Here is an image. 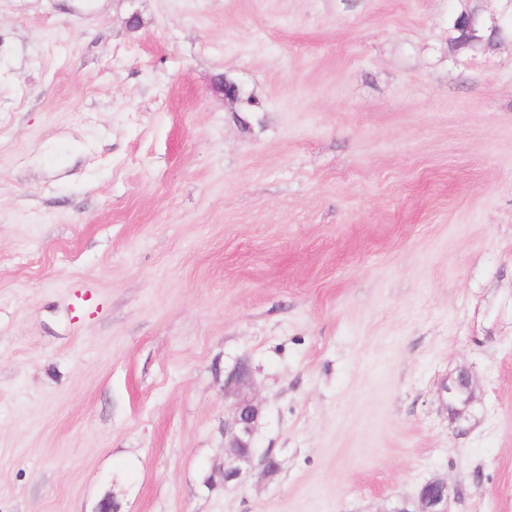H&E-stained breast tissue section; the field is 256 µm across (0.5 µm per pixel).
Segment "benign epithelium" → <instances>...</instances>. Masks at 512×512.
<instances>
[{
	"mask_svg": "<svg viewBox=\"0 0 512 512\" xmlns=\"http://www.w3.org/2000/svg\"><path fill=\"white\" fill-rule=\"evenodd\" d=\"M508 9L500 14L484 16L475 9L465 8L454 19L455 30L462 36L466 45L475 48L489 45L502 34L512 31V0H505ZM471 379L465 372L459 374L456 382L445 388L453 399H459L468 393ZM260 415L259 406L254 399L241 392L234 404L224 434L228 435V445L224 456L222 476L224 481L238 479L243 469L253 465V437ZM446 484L442 481H430L423 486L419 494L421 507L404 512H446Z\"/></svg>",
	"mask_w": 512,
	"mask_h": 512,
	"instance_id": "benign-epithelium-1",
	"label": "benign epithelium"
}]
</instances>
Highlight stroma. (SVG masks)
<instances>
[{
  "label": "stroma",
  "mask_w": 512,
  "mask_h": 512,
  "mask_svg": "<svg viewBox=\"0 0 512 512\" xmlns=\"http://www.w3.org/2000/svg\"><path fill=\"white\" fill-rule=\"evenodd\" d=\"M467 7L0 0V512H512V38ZM505 1L508 10L500 14L484 16L476 9H463L454 19L455 30L462 36L466 45L473 48L490 45L496 38L502 37L506 30L512 34V1ZM259 415L254 399L241 391L228 422H224V434L229 437L222 469L224 482L237 480L244 467L253 465V437ZM447 499L446 484L442 481H431L423 486L419 494L421 507L416 510L397 509L404 512H446L444 504Z\"/></svg>",
  "instance_id": "35a3bbf8"
}]
</instances>
